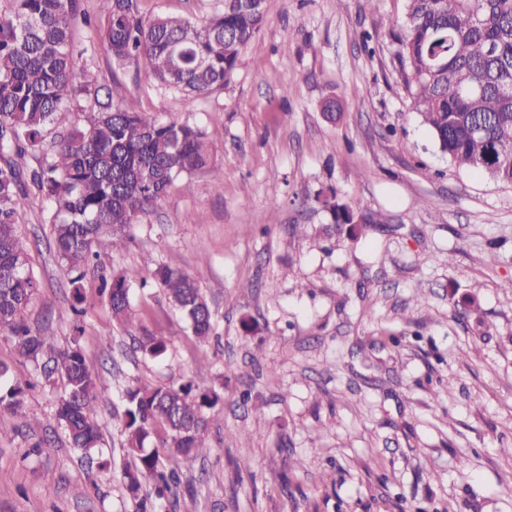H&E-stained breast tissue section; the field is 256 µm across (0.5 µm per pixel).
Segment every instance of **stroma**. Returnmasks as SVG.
<instances>
[{"instance_id": "35a3bbf8", "label": "stroma", "mask_w": 512, "mask_h": 512, "mask_svg": "<svg viewBox=\"0 0 512 512\" xmlns=\"http://www.w3.org/2000/svg\"><path fill=\"white\" fill-rule=\"evenodd\" d=\"M219 0H138L195 22ZM231 82L198 98L114 66L98 33L73 49L100 86L166 123L198 126L222 179L175 183L101 265L133 280L135 322L167 342L144 355L83 282L74 331L47 210L18 230L38 288L27 324L78 341L105 383L96 467L55 418L61 381L0 338L31 419L0 414V512H138L123 477L120 393L132 383L215 391L208 453L153 512H512V186L455 167L412 107L396 36L406 0H266ZM343 108L336 121L325 100ZM379 212L359 242L321 200ZM194 277L214 314L199 341L145 259ZM473 296L475 306L464 305Z\"/></svg>"}]
</instances>
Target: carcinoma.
<instances>
[{
    "mask_svg": "<svg viewBox=\"0 0 512 512\" xmlns=\"http://www.w3.org/2000/svg\"><path fill=\"white\" fill-rule=\"evenodd\" d=\"M77 0H12L0 12V335L18 354L41 364L45 380L60 375L64 394L55 411L69 443L90 458L101 442L95 403L103 381L78 340L58 348L21 318L36 290L17 215L29 195L47 206L56 253L71 274V312L85 314L83 280L98 273L114 320L137 327L129 298L130 277L109 273L94 246L106 239L125 246L130 225L149 213L176 182L201 169L214 176L212 147L188 124L164 123L132 103L114 106L72 49ZM99 31L113 61L137 70L173 92L204 97L235 73L243 50L259 32L265 0H221L199 24L157 14L144 18L137 0H99ZM399 57L406 88L441 151L459 168L512 185V0H407ZM94 105L84 131L71 129L67 104L80 94ZM50 145L39 168L27 171L26 154ZM337 224L355 210L324 202ZM154 277L194 336L213 332L212 313L196 280L170 262ZM155 358L167 343L138 336ZM0 367V412L31 418L21 388ZM123 444L136 461L125 473L136 493L152 482L157 499L175 494L176 469L207 453L206 409L216 393H192L189 384L130 385L122 395ZM170 449L164 464L160 449Z\"/></svg>",
    "mask_w": 512,
    "mask_h": 512,
    "instance_id": "1",
    "label": "carcinoma"
}]
</instances>
